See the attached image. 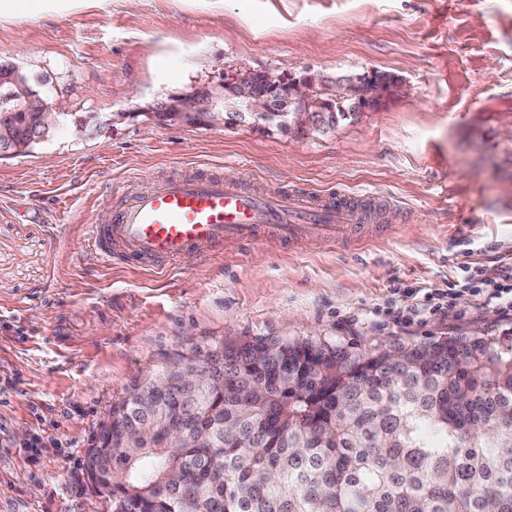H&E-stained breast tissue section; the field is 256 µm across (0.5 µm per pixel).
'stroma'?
I'll return each instance as SVG.
<instances>
[{
  "mask_svg": "<svg viewBox=\"0 0 512 512\" xmlns=\"http://www.w3.org/2000/svg\"><path fill=\"white\" fill-rule=\"evenodd\" d=\"M0 63L45 84L57 114L30 153L0 156V512H111L86 448L128 390L210 338L512 337L470 295L422 305L460 263L490 278L512 259V0H105L0 19ZM309 69L399 83L327 133L152 116L240 73ZM200 167L248 189L386 193L396 229L356 249L228 245L166 274L87 256L86 225Z\"/></svg>",
  "mask_w": 512,
  "mask_h": 512,
  "instance_id": "35a3bbf8",
  "label": "stroma"
}]
</instances>
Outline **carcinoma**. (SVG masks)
<instances>
[{
  "instance_id": "carcinoma-1",
  "label": "carcinoma",
  "mask_w": 512,
  "mask_h": 512,
  "mask_svg": "<svg viewBox=\"0 0 512 512\" xmlns=\"http://www.w3.org/2000/svg\"><path fill=\"white\" fill-rule=\"evenodd\" d=\"M40 99L0 64L4 86ZM228 120L254 122L230 98ZM336 99L326 132L355 115ZM40 113H0V153L37 143ZM208 343L213 380L179 360L112 406L87 452L112 512H512V342L454 336L404 352L311 338ZM181 419L183 447L155 423ZM154 427L138 448L125 432Z\"/></svg>"
}]
</instances>
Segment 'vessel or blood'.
I'll return each instance as SVG.
<instances>
[{"instance_id": "vessel-or-blood-1", "label": "vessel or blood", "mask_w": 512, "mask_h": 512, "mask_svg": "<svg viewBox=\"0 0 512 512\" xmlns=\"http://www.w3.org/2000/svg\"><path fill=\"white\" fill-rule=\"evenodd\" d=\"M390 206L385 198L341 189L259 193L199 173L151 183L124 199L109 223L90 225L89 241L103 263L165 273L186 254L204 258L266 236L291 245L361 240Z\"/></svg>"}]
</instances>
